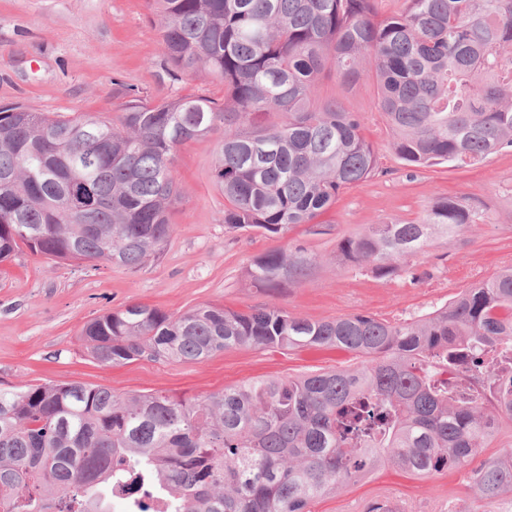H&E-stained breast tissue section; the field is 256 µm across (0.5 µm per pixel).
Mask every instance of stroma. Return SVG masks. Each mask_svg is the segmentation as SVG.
<instances>
[{"label":"stroma","mask_w":512,"mask_h":512,"mask_svg":"<svg viewBox=\"0 0 512 512\" xmlns=\"http://www.w3.org/2000/svg\"><path fill=\"white\" fill-rule=\"evenodd\" d=\"M321 87L324 97L362 113L379 174L342 191L321 223L298 224L283 235L232 230L212 178L217 136L185 144L173 165L181 199L169 213L172 232L157 261L137 270L54 264L23 248L0 264V387L78 381L190 398L261 377L352 368L355 360L339 349L249 347L203 363L143 359L109 367L92 358L80 330L128 303L173 315L206 304L239 312L275 304L316 321L357 313L414 318L512 265V150L471 167L412 166L392 147L372 80L348 84L326 75ZM178 93L220 101L224 85L206 75L172 80L148 0H0V106L112 117L132 95L159 100ZM454 196L480 206L483 224L474 234L434 242L413 275L387 280L336 264L338 244L364 225L411 220L436 198ZM294 245L317 258L306 277L278 291L252 283L247 271L255 257ZM471 477L468 464L425 479L386 466L316 500L311 512H370L389 499L402 512H448L452 504L463 512Z\"/></svg>","instance_id":"1"}]
</instances>
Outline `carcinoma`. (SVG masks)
I'll list each match as a JSON object with an SVG mask.
<instances>
[{"mask_svg":"<svg viewBox=\"0 0 512 512\" xmlns=\"http://www.w3.org/2000/svg\"><path fill=\"white\" fill-rule=\"evenodd\" d=\"M150 0L180 74L224 81L206 95L133 98L115 120L0 106V263L23 246L50 261L137 269L156 260L179 199L172 156L222 135L212 170L224 224L280 234L312 224L375 175L363 116L314 106L320 77H372L377 108L413 166L473 164L512 149V0ZM276 113L278 124L260 117ZM464 197L405 223L368 224L341 261L398 277L437 237L473 233ZM301 247L256 257L249 278L275 291L305 277ZM92 357L203 363L218 352L337 348L359 365L268 378L202 398L117 394L80 382L0 388V512H311L318 498L387 465L423 478L488 447L512 390L487 408L435 385L483 346L512 352V266L414 319L354 314L313 321L268 306L142 304L81 328ZM465 512H512V450L481 459Z\"/></svg>","mask_w":512,"mask_h":512,"instance_id":"carcinoma-1","label":"carcinoma"}]
</instances>
